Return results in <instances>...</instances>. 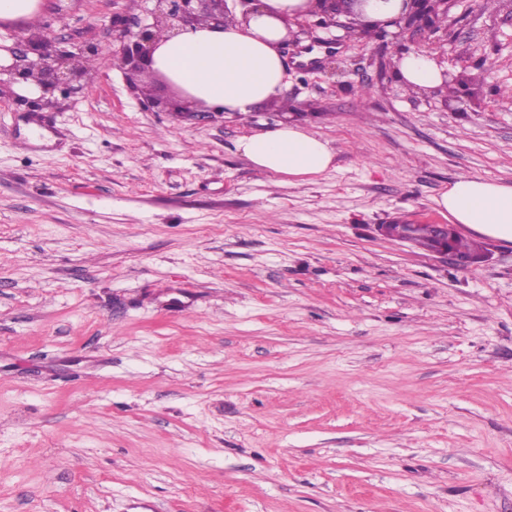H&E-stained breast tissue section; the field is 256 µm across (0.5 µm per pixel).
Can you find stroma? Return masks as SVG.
<instances>
[{"mask_svg":"<svg viewBox=\"0 0 512 512\" xmlns=\"http://www.w3.org/2000/svg\"><path fill=\"white\" fill-rule=\"evenodd\" d=\"M152 7L0 20L54 17L89 72L43 110L0 90V512H512V243L464 269L378 230L512 185V0L451 8L452 88L305 36L279 97L204 122L79 51ZM287 109L333 169L243 155Z\"/></svg>","mask_w":512,"mask_h":512,"instance_id":"obj_1","label":"stroma"}]
</instances>
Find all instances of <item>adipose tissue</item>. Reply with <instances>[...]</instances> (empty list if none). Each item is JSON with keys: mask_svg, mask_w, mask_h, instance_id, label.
Instances as JSON below:
<instances>
[{"mask_svg": "<svg viewBox=\"0 0 512 512\" xmlns=\"http://www.w3.org/2000/svg\"><path fill=\"white\" fill-rule=\"evenodd\" d=\"M307 7L308 0H262L245 24L229 22L214 29L203 22L161 33L153 67L205 105L251 111L280 95L286 77L280 47L287 35L281 18ZM399 69L413 90L442 84L440 69L427 53L404 56ZM240 148L257 170L298 179L327 171L335 158L327 141L289 125L245 137ZM436 204L477 235L512 242V186L462 176L440 193Z\"/></svg>", "mask_w": 512, "mask_h": 512, "instance_id": "1", "label": "adipose tissue"}]
</instances>
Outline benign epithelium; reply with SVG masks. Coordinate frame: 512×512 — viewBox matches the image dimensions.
<instances>
[{
  "label": "benign epithelium",
  "instance_id": "obj_1",
  "mask_svg": "<svg viewBox=\"0 0 512 512\" xmlns=\"http://www.w3.org/2000/svg\"><path fill=\"white\" fill-rule=\"evenodd\" d=\"M150 11L152 22L145 24L138 17L126 13L112 14V43L108 51L109 64L124 71L131 85L140 89L142 78L152 72L151 55L157 47L158 35L163 31L185 30L205 21L215 27H224L229 8L228 0H152ZM372 0H313L311 8L301 14L298 21L300 31L322 28L331 31L341 29L351 37V20L365 13L364 7ZM453 0H402L401 11L388 20H370L371 31L381 37L388 34L387 28L395 27L398 34L408 36V44L400 50L419 52L439 32L437 20L448 14ZM6 52L11 63L0 62V76H8L9 84H21L37 77L40 96L36 104L50 106L54 92L60 90L68 95L77 93L86 71L72 62L73 54L58 48L44 32H27L11 45L0 44V52ZM438 238L446 241L437 253L448 257L452 264L469 268L485 261V255L462 256L447 242L457 236L452 224H433Z\"/></svg>",
  "mask_w": 512,
  "mask_h": 512
}]
</instances>
